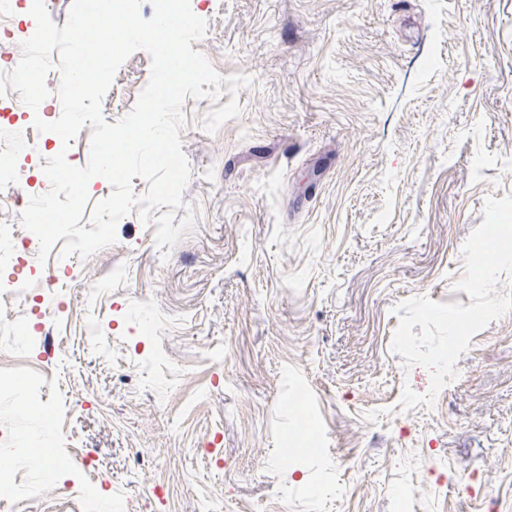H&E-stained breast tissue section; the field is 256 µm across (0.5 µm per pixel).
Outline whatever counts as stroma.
<instances>
[{"label": "stroma", "mask_w": 512, "mask_h": 512, "mask_svg": "<svg viewBox=\"0 0 512 512\" xmlns=\"http://www.w3.org/2000/svg\"><path fill=\"white\" fill-rule=\"evenodd\" d=\"M193 50L251 75L216 133L187 98L191 167L160 254L131 210L88 257L0 264V431L133 512H512V311L473 335L433 406L391 350L397 304L455 290L487 197L512 195V0H190ZM147 52L102 102L125 118Z\"/></svg>", "instance_id": "1"}]
</instances>
